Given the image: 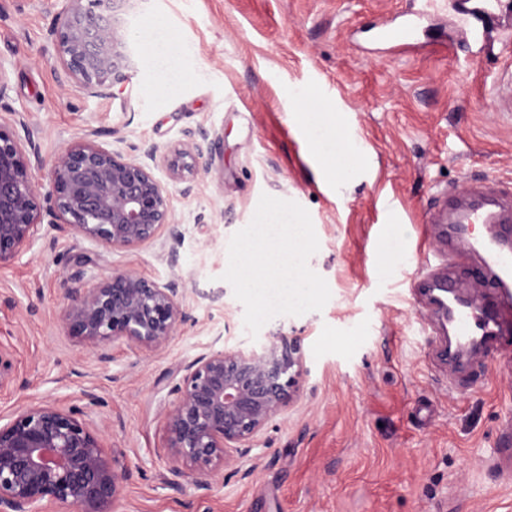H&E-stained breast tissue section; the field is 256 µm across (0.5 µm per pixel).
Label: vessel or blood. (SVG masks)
Instances as JSON below:
<instances>
[{"label": "vessel or blood", "mask_w": 512, "mask_h": 512, "mask_svg": "<svg viewBox=\"0 0 512 512\" xmlns=\"http://www.w3.org/2000/svg\"><path fill=\"white\" fill-rule=\"evenodd\" d=\"M476 224L490 225L491 230L474 236ZM424 236L429 246L420 262L417 293L447 321L449 355L497 351L500 327L512 320V191L494 181L438 193ZM472 253L479 257L474 290L493 288L491 298L476 301L454 293L447 261Z\"/></svg>", "instance_id": "b4317fda"}]
</instances>
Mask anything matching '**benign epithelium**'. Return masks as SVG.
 Segmentation results:
<instances>
[{
	"label": "benign epithelium",
	"instance_id": "1",
	"mask_svg": "<svg viewBox=\"0 0 512 512\" xmlns=\"http://www.w3.org/2000/svg\"><path fill=\"white\" fill-rule=\"evenodd\" d=\"M125 0H67L51 28L57 61L78 91L109 98L129 79L130 39L119 13ZM0 119V264L21 254L45 217L114 250L137 247L172 227L171 195L154 170L185 181L204 154L207 133L159 155L153 145L124 154L82 137L64 148L42 194L33 170L42 166L33 135L19 136ZM63 321L69 335L102 350L114 340L130 348L161 349L188 321L177 280L149 281L114 268L95 282L66 277ZM246 347L212 349L183 367L175 400L161 411L167 483L191 477L211 490L210 478L244 458L265 426L295 399L303 371L296 336H252ZM127 469L109 456L82 411L38 402L0 424V512H45L66 503L78 512H110Z\"/></svg>",
	"mask_w": 512,
	"mask_h": 512
}]
</instances>
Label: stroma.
<instances>
[{
  "label": "stroma",
  "instance_id": "obj_1",
  "mask_svg": "<svg viewBox=\"0 0 512 512\" xmlns=\"http://www.w3.org/2000/svg\"><path fill=\"white\" fill-rule=\"evenodd\" d=\"M422 3L129 0L131 80L100 99L56 61L50 30L64 0H0V105L34 135L41 189L57 155L95 131L125 151L147 142L164 154L199 130L212 144L192 195L155 171L178 239L163 231L115 251L46 223L0 265V420L36 401L83 410L128 468L114 512H512V477L494 454L512 372L485 357L462 374L438 365L414 289L436 192L512 182V112L497 107L512 80V0H492L484 44L456 37L460 0H436L410 45L372 40ZM293 88L309 93L301 105ZM346 133L367 159L340 193L313 155L335 154ZM271 209L298 223L288 239L265 233L304 285L262 304L242 255ZM78 267L92 281L116 267L180 278L191 320L159 350L117 340L100 359L62 321L64 279ZM252 333L301 338L294 404L207 498L189 480L169 486L160 410L182 368Z\"/></svg>",
  "mask_w": 512,
  "mask_h": 512
}]
</instances>
